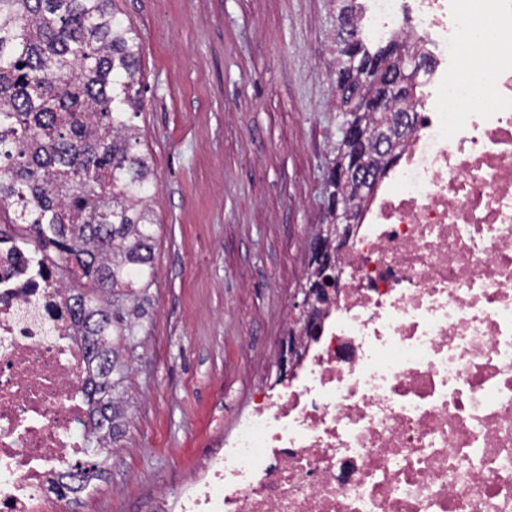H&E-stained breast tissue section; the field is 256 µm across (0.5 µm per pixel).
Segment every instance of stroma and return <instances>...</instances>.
I'll return each instance as SVG.
<instances>
[{
    "instance_id": "stroma-1",
    "label": "stroma",
    "mask_w": 512,
    "mask_h": 512,
    "mask_svg": "<svg viewBox=\"0 0 512 512\" xmlns=\"http://www.w3.org/2000/svg\"><path fill=\"white\" fill-rule=\"evenodd\" d=\"M115 6L140 47L157 278L121 304L125 425L70 512H154L275 382L340 138L332 0Z\"/></svg>"
}]
</instances>
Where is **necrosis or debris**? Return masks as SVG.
<instances>
[{
  "label": "necrosis or debris",
  "instance_id": "4bbe7bcc",
  "mask_svg": "<svg viewBox=\"0 0 512 512\" xmlns=\"http://www.w3.org/2000/svg\"><path fill=\"white\" fill-rule=\"evenodd\" d=\"M367 0L372 44L430 66L388 183L337 257L335 292L278 393L166 512H512V0ZM64 280L0 238V512L98 476Z\"/></svg>",
  "mask_w": 512,
  "mask_h": 512
}]
</instances>
